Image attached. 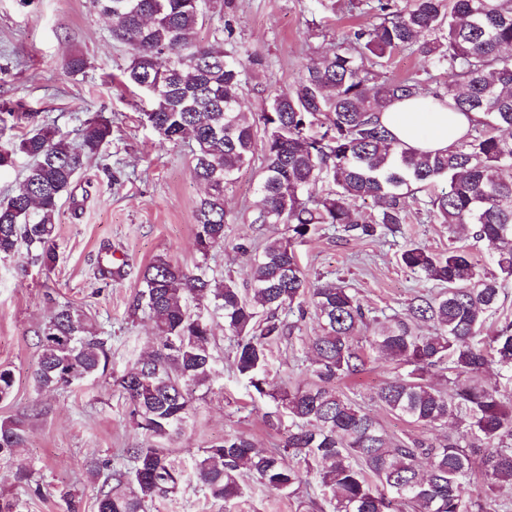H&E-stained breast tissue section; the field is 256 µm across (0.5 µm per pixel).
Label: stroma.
<instances>
[{
  "label": "stroma",
  "mask_w": 512,
  "mask_h": 512,
  "mask_svg": "<svg viewBox=\"0 0 512 512\" xmlns=\"http://www.w3.org/2000/svg\"><path fill=\"white\" fill-rule=\"evenodd\" d=\"M206 18L196 39H221L229 52L260 54L265 67L249 79L243 109L258 112L272 87L287 86L319 53L353 28L373 23L369 13L350 10L336 0L335 13L323 14L317 0H206ZM83 55L86 72L69 73L65 60ZM130 49L113 40L107 20L92 0H0V113L7 116L5 135L17 140L33 125L48 124L71 143L81 139L85 122L102 116L112 135L98 155L75 177L73 197L62 198L56 224L57 261L52 269L15 259L0 260V368L11 369L14 387L0 401V423H23L27 442L17 458L0 460V499L17 512H67L73 496L79 512H97L99 487L124 449L144 445L145 436L130 418L131 406L115 384L159 344L147 310L134 309L140 273L164 255L186 270L207 262L217 278L232 277L249 286V265L240 245L261 252L266 240L284 233L285 225L254 223L258 164L242 169L224 195V244L201 256L195 243L194 212L204 188L191 176V147L161 143L143 125L147 97L123 86L120 77ZM425 193L407 198L412 221L401 233L359 238L337 226H320L297 244L300 263L310 281H333L351 288L368 312L366 327L355 338L365 345L388 317L403 313L415 296L438 290L434 282L399 262L407 243L440 253L466 247L482 275L497 267L486 243L451 233L425 216ZM122 265V277L100 280L101 265ZM68 304L110 334L107 369L81 383L52 391L33 381L39 357L40 327L58 306ZM299 329L272 349L269 379L273 384L312 383L311 336L320 331L313 312L290 313ZM218 376L193 390L181 432L161 446L185 481L175 494L157 498L149 512H303V502H323L317 480L286 496L243 474V495L225 509L210 498L193 474L194 460L225 435L247 434L261 449L282 445L285 428L265 424L272 410L234 371L235 339L216 326ZM403 365L374 359L363 372L344 378L339 389L373 415L397 439H442L445 431L402 421L381 407L376 393L382 383L404 373ZM30 470L18 482V465Z\"/></svg>",
  "instance_id": "obj_1"
}]
</instances>
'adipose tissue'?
<instances>
[{"instance_id":"adipose-tissue-1","label":"adipose tissue","mask_w":512,"mask_h":512,"mask_svg":"<svg viewBox=\"0 0 512 512\" xmlns=\"http://www.w3.org/2000/svg\"><path fill=\"white\" fill-rule=\"evenodd\" d=\"M379 120L400 142L422 152L448 150L467 135L473 123L465 114L415 100L394 102Z\"/></svg>"}]
</instances>
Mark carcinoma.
Masks as SVG:
<instances>
[{"mask_svg":"<svg viewBox=\"0 0 512 512\" xmlns=\"http://www.w3.org/2000/svg\"><path fill=\"white\" fill-rule=\"evenodd\" d=\"M93 2L109 19L112 38L131 50L123 77L148 96L144 123L165 142L195 144L191 175L207 187L195 212L199 252L206 257L224 245V194L258 149L263 166L253 223L287 226L252 262L248 294L230 277L216 279L205 263L187 271L159 255L145 266L134 309L148 310L161 342L118 379L137 429L150 440L180 429L192 387L215 376L218 316L236 338L238 374L274 403L265 422L279 427L286 417L289 425L283 445L273 450L255 447L243 434H228L205 449L194 474L211 498L226 504L240 498L245 470L289 496L312 472L332 512L507 507L497 492L512 489V407L478 377L493 366L512 382V322L482 336L499 308V279L512 277V0H350V8L364 4L378 22L304 65L250 117L242 100L249 74L262 70L264 60L256 53L229 54L218 41L196 42L204 22L199 0ZM406 50L417 55L420 68L395 77L389 60ZM434 69L448 71L450 81L440 82ZM412 98L479 118L448 151L422 153L379 121L392 103ZM111 133L109 121L98 116L86 121L77 145L48 126L17 143H0V169L19 153L33 159L16 189L0 198V259L19 256L23 243L33 261L52 267L59 201ZM322 178L335 190L314 198L309 187ZM414 190L428 193L429 221L467 230L492 246L499 271L481 275L464 248L434 253L407 244L401 264L442 289L415 297L368 340L376 357L410 367L379 388V405L413 424L453 421L457 433L439 442L394 439L339 390L341 379L366 365L367 355L352 339L368 316L350 289L310 282L294 249L322 224H340L358 237L399 232L411 221L404 199ZM367 198L374 211L353 212L350 203ZM306 301L321 321V332L308 343L315 381L271 391V347L298 329L284 314ZM192 302L206 310V323L196 321ZM420 323L431 331L417 332ZM38 337L34 382L40 389L78 384L108 366L111 337L68 306L54 312ZM433 369L448 371V389L428 380ZM25 442L19 426L0 425L1 459ZM123 453L131 467L112 470L97 512H147L156 497L177 490L183 474L162 449L148 443Z\"/></svg>","mask_w":512,"mask_h":512,"instance_id":"carcinoma-1","label":"carcinoma"}]
</instances>
